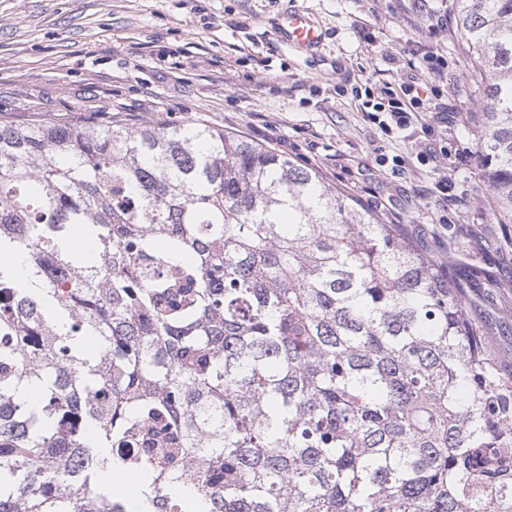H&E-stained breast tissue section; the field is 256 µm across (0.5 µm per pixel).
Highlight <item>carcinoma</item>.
Masks as SVG:
<instances>
[{
    "label": "carcinoma",
    "instance_id": "cac0c4a2",
    "mask_svg": "<svg viewBox=\"0 0 512 512\" xmlns=\"http://www.w3.org/2000/svg\"><path fill=\"white\" fill-rule=\"evenodd\" d=\"M450 8L512 224V0ZM400 228L203 123L0 122V512H512V375Z\"/></svg>",
    "mask_w": 512,
    "mask_h": 512
}]
</instances>
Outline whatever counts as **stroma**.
Instances as JSON below:
<instances>
[{
  "mask_svg": "<svg viewBox=\"0 0 512 512\" xmlns=\"http://www.w3.org/2000/svg\"><path fill=\"white\" fill-rule=\"evenodd\" d=\"M322 28L319 56L290 49L283 14ZM414 0H0V120L97 114L129 128L202 121L318 169L417 249L453 262L488 348L512 366V224L498 223L476 161L479 111L450 40L448 162L404 170L380 155L417 152L413 126L384 135L351 94L400 80L418 51ZM369 20L358 31V20ZM447 176V202L435 183Z\"/></svg>",
  "mask_w": 512,
  "mask_h": 512,
  "instance_id": "1",
  "label": "stroma"
}]
</instances>
